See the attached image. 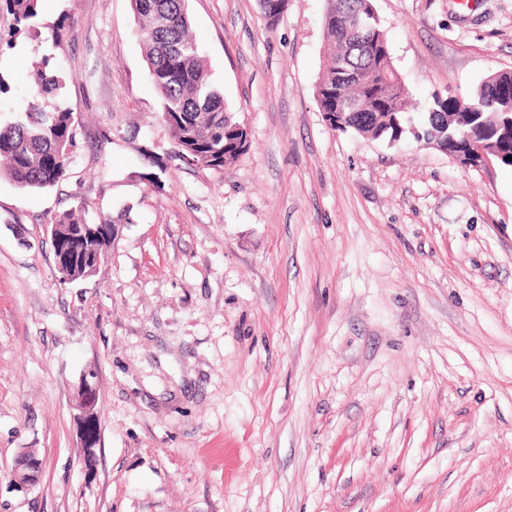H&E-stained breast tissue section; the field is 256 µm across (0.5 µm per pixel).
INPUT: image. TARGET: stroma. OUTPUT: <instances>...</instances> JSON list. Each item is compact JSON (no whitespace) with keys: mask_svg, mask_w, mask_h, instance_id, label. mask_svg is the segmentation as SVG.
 <instances>
[{"mask_svg":"<svg viewBox=\"0 0 512 512\" xmlns=\"http://www.w3.org/2000/svg\"><path fill=\"white\" fill-rule=\"evenodd\" d=\"M374 6L412 118L512 71V0ZM324 8L288 0L271 26L259 0H188L249 146L153 182L172 143L130 0H42L43 24L74 22L52 54L77 145L58 186L0 179V512H512V168L333 130ZM40 57L0 50L1 115ZM79 205L131 222L68 283L50 228ZM90 374V373H89ZM88 375H85L80 382L72 409L75 411L74 418L79 426V436L82 448L86 445L85 434L82 431V425L92 416L100 417L98 400L99 393L97 387L92 385L88 380ZM28 448L17 456L15 465L12 468V476L18 483L25 485H34L38 480L41 469V462L35 453H29Z\"/></svg>","mask_w":512,"mask_h":512,"instance_id":"35a3bbf8","label":"stroma"}]
</instances>
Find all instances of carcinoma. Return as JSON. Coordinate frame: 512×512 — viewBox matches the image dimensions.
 <instances>
[{"label": "carcinoma", "instance_id": "obj_1", "mask_svg": "<svg viewBox=\"0 0 512 512\" xmlns=\"http://www.w3.org/2000/svg\"><path fill=\"white\" fill-rule=\"evenodd\" d=\"M13 17L8 41L14 45L21 35L41 38L37 19L41 0H0ZM323 24L326 31L324 54L327 65L315 86V98L322 112L334 111V99H374L385 93L386 79L398 75L389 50L386 33L372 10V0H325ZM135 35L140 41L147 65V80L160 100L161 116L168 127L175 158L202 169L222 170L245 151V134L232 131L237 125L226 109L224 94L212 85L200 42L190 30L187 0H131ZM51 42L60 46L73 33L74 22L62 16L47 26ZM33 89L19 111L0 122V178L22 191H37L57 185L67 175L70 154L76 146L73 112L60 106L47 110L46 99L65 85L66 78L51 65L46 55L35 63ZM512 90V71L496 73L483 80L467 99L435 93L428 112L414 124L407 112L408 95L397 103L382 106L384 121L378 126L360 128L351 121L332 124L340 131L361 132L375 140L397 142L416 128L423 136L448 134V113L460 112L459 127L448 141V153L465 156L464 163L476 166L468 152L465 134H480L474 116L497 110ZM486 131L496 148L512 156V131ZM53 223L68 225V233L53 243L57 252L68 253L77 239L92 249L108 242L113 220L103 216L89 220L75 210L57 214Z\"/></svg>", "mask_w": 512, "mask_h": 512}]
</instances>
